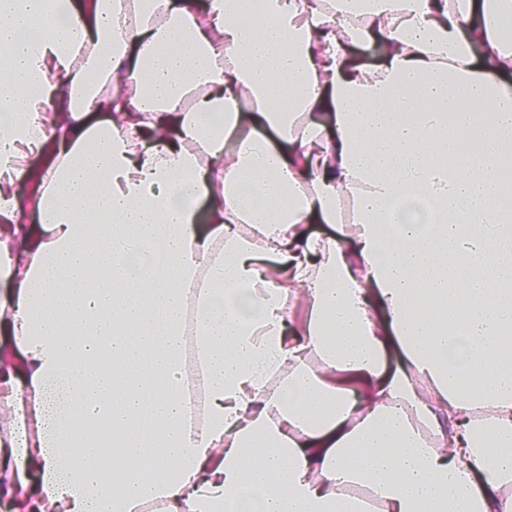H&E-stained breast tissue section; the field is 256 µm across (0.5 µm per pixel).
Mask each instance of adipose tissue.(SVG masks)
Here are the masks:
<instances>
[{
    "label": "adipose tissue",
    "mask_w": 512,
    "mask_h": 512,
    "mask_svg": "<svg viewBox=\"0 0 512 512\" xmlns=\"http://www.w3.org/2000/svg\"><path fill=\"white\" fill-rule=\"evenodd\" d=\"M511 21L0 0L11 512H512ZM48 158L38 157L31 160L29 171L25 178L17 186L18 194L22 197H28L36 193L40 186V170L48 164Z\"/></svg>",
    "instance_id": "obj_1"
}]
</instances>
